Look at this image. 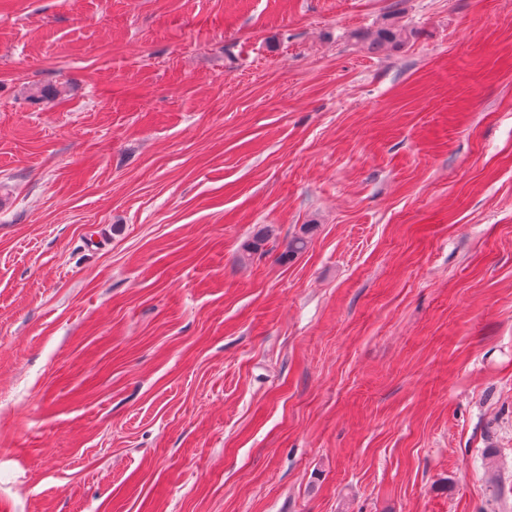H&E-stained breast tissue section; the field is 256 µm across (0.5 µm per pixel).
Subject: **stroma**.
Listing matches in <instances>:
<instances>
[{"instance_id":"1","label":"stroma","mask_w":512,"mask_h":512,"mask_svg":"<svg viewBox=\"0 0 512 512\" xmlns=\"http://www.w3.org/2000/svg\"><path fill=\"white\" fill-rule=\"evenodd\" d=\"M1 503L512 512V0H0Z\"/></svg>"}]
</instances>
